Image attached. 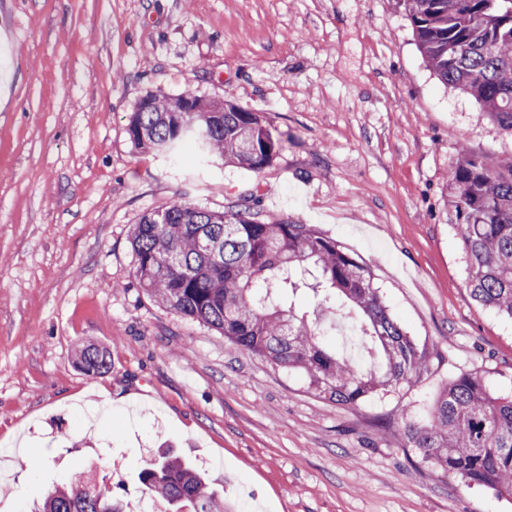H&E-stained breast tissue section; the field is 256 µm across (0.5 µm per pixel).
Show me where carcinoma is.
Segmentation results:
<instances>
[{"label": "carcinoma", "mask_w": 512, "mask_h": 512, "mask_svg": "<svg viewBox=\"0 0 512 512\" xmlns=\"http://www.w3.org/2000/svg\"><path fill=\"white\" fill-rule=\"evenodd\" d=\"M419 51L447 88L472 95L512 131V0H402ZM196 108L186 112L188 104ZM138 148L172 152L193 141L254 171L281 141L265 117L230 102L191 94H146L128 121ZM250 193L222 212L186 202L142 215L131 247L135 274L157 302L224 335L236 347L286 370H301L329 403L357 406L410 384L426 366L419 347L390 314L371 271L311 225L258 219ZM448 211L459 229L468 285L480 305L512 316V158L462 156L448 175ZM309 290L318 306L360 326L368 366L329 345V331L295 313ZM82 369L103 375L108 352L88 344ZM408 447L462 480L512 497V396L461 375L436 397L429 422L411 424ZM144 496L172 512H221L224 499L185 458L161 448L139 474ZM127 502L96 489L80 472L43 494L31 512H127Z\"/></svg>", "instance_id": "obj_1"}]
</instances>
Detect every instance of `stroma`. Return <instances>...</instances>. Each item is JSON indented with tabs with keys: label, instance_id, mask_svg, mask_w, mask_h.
<instances>
[{
	"label": "stroma",
	"instance_id": "obj_1",
	"mask_svg": "<svg viewBox=\"0 0 512 512\" xmlns=\"http://www.w3.org/2000/svg\"><path fill=\"white\" fill-rule=\"evenodd\" d=\"M149 92L237 103L288 141L259 171L135 148ZM465 149L510 157L512 132L431 72L401 0H0V512L78 465L165 512L133 492L163 444L226 512H512L406 439L457 375L512 394V319L473 299L446 203ZM248 192L371 270L427 352L410 386L330 404L140 287L141 215ZM90 343L103 375L80 367ZM108 352L95 344L84 346L80 352L82 369L91 375H103L109 369Z\"/></svg>",
	"mask_w": 512,
	"mask_h": 512
}]
</instances>
